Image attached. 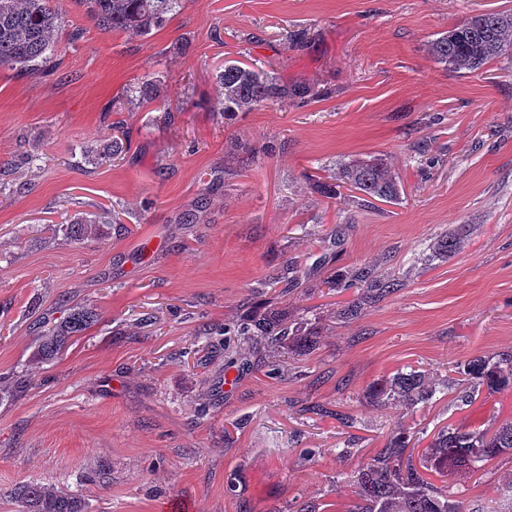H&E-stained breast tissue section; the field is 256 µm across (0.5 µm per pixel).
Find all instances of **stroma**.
<instances>
[{"mask_svg": "<svg viewBox=\"0 0 512 512\" xmlns=\"http://www.w3.org/2000/svg\"><path fill=\"white\" fill-rule=\"evenodd\" d=\"M55 5L64 30L46 70L0 69V375L28 381L0 400V512H21L10 492L29 482L80 493L89 512H346L395 428L420 451L442 426L512 418V386L468 405L452 388L414 410L367 396L409 366L441 383L455 362L512 350V61L463 76L424 50L512 0H185L144 37L100 30L77 0ZM228 60L332 95L224 116ZM146 75L159 82L148 103ZM110 137L128 152L94 163L89 148ZM237 137L276 155L239 169L224 156ZM371 155L397 167L402 203L339 210L309 189L318 166ZM91 216L99 238L57 230ZM461 224V249L430 260ZM291 263L298 284L269 287ZM364 265L404 288L335 321L355 294L325 280ZM259 296L319 320V345L277 378L252 355L225 389L224 353L199 324L236 322ZM76 305L99 321L37 361V316ZM453 492L464 512L512 497V452Z\"/></svg>", "mask_w": 512, "mask_h": 512, "instance_id": "obj_1", "label": "stroma"}]
</instances>
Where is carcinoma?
Returning <instances> with one entry per match:
<instances>
[{
  "label": "carcinoma",
  "instance_id": "carcinoma-1",
  "mask_svg": "<svg viewBox=\"0 0 512 512\" xmlns=\"http://www.w3.org/2000/svg\"><path fill=\"white\" fill-rule=\"evenodd\" d=\"M53 0H0V68L39 73L50 62L51 50L62 30V17ZM86 14L103 30H121L147 36L161 26L170 15L180 10L182 0H78ZM427 55L445 69L456 74L474 73L502 57L512 58V9L474 15L454 29L431 40ZM224 97V116L248 112L259 104L290 98L301 104L323 99L331 92L302 83L287 84L274 72L250 67L235 60L224 62L217 75ZM122 143H106L90 150L93 161L103 165L121 153ZM227 153L237 161L250 164L256 147L246 139H235ZM328 180L316 181V187L329 199L342 197L345 187L361 194L359 201L380 200L397 204L402 200V186L397 169L386 158L369 156L340 162L327 170ZM74 241L97 238L102 226L97 219L82 220L64 228ZM467 237L462 225L451 233L436 238L433 254L447 257L461 247ZM328 287L356 289V297L343 307L338 316L355 321L365 310L402 287L398 279L380 278L366 267L353 270L346 281H325ZM97 318L94 309L74 306L61 322H44L46 339L39 357L55 358L69 339L86 330ZM223 350L226 364H241L233 341L266 348L279 357L299 356L316 347L321 336L313 322L292 323L288 316L267 304L249 306L244 318L223 328ZM454 372L463 376L468 389L459 393L460 402L473 398L481 389L495 392L512 382V352L491 358H473L455 364ZM438 389L421 370H400L374 385L371 398L380 406L422 408L432 403ZM411 437L399 431L366 464L353 480L356 502L346 512H461L459 502L442 494L427 481L423 471L441 476H468L486 462L512 451V420L495 431L473 428L461 430L450 425L441 427L424 449L419 464H414ZM11 496L23 512H85L84 500L77 494L63 493L39 483L22 484Z\"/></svg>",
  "mask_w": 512,
  "mask_h": 512
}]
</instances>
